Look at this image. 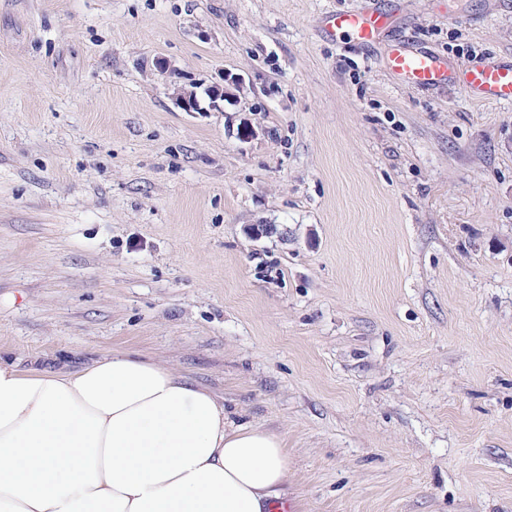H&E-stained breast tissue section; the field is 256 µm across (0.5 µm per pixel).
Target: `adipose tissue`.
<instances>
[{"label": "adipose tissue", "mask_w": 512, "mask_h": 512, "mask_svg": "<svg viewBox=\"0 0 512 512\" xmlns=\"http://www.w3.org/2000/svg\"><path fill=\"white\" fill-rule=\"evenodd\" d=\"M288 472L281 434L161 362L0 360V512H271Z\"/></svg>", "instance_id": "1"}]
</instances>
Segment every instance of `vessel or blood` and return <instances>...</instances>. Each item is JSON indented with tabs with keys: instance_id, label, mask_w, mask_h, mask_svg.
<instances>
[{
	"instance_id": "obj_1",
	"label": "vessel or blood",
	"mask_w": 512,
	"mask_h": 512,
	"mask_svg": "<svg viewBox=\"0 0 512 512\" xmlns=\"http://www.w3.org/2000/svg\"><path fill=\"white\" fill-rule=\"evenodd\" d=\"M327 23L336 33L346 35L358 44L370 45L390 27L392 18L380 10L343 12L328 16ZM389 67L416 87L459 81L475 100L512 102V61L488 59L457 68L443 57L399 46L389 55Z\"/></svg>"
}]
</instances>
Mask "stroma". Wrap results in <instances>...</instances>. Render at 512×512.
<instances>
[{"instance_id":"obj_1","label":"stroma","mask_w":512,"mask_h":512,"mask_svg":"<svg viewBox=\"0 0 512 512\" xmlns=\"http://www.w3.org/2000/svg\"><path fill=\"white\" fill-rule=\"evenodd\" d=\"M397 44L511 59L512 0H0V357L167 364L294 512H512V104ZM327 23L336 34H344L361 45H370L391 26L392 17L380 10L343 12L328 16ZM391 71L416 87L435 86L457 81V69L443 57L427 51L397 46L389 55Z\"/></svg>"}]
</instances>
